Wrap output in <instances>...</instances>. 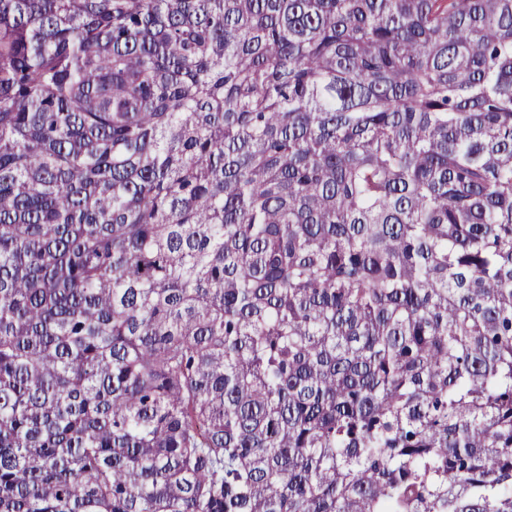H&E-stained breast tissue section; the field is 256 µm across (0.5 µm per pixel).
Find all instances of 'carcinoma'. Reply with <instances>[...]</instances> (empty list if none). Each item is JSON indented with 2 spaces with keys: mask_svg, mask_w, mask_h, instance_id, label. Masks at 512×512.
Listing matches in <instances>:
<instances>
[{
  "mask_svg": "<svg viewBox=\"0 0 512 512\" xmlns=\"http://www.w3.org/2000/svg\"><path fill=\"white\" fill-rule=\"evenodd\" d=\"M0 512H512V0H0Z\"/></svg>",
  "mask_w": 512,
  "mask_h": 512,
  "instance_id": "obj_1",
  "label": "carcinoma"
}]
</instances>
